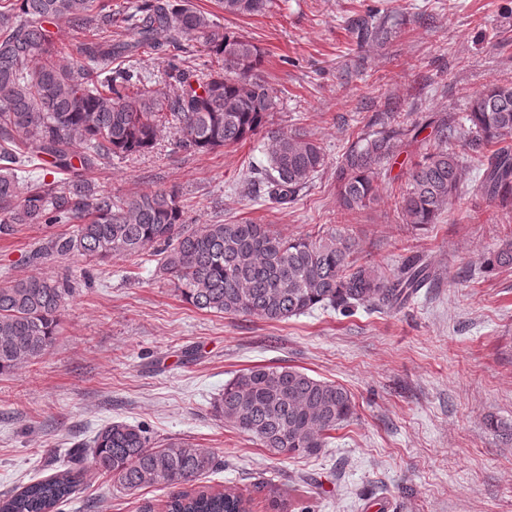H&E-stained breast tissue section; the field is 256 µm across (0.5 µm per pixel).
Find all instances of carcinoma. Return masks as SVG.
<instances>
[{"label": "carcinoma", "mask_w": 512, "mask_h": 512, "mask_svg": "<svg viewBox=\"0 0 512 512\" xmlns=\"http://www.w3.org/2000/svg\"><path fill=\"white\" fill-rule=\"evenodd\" d=\"M224 13L258 15L272 0H218ZM112 19V0H0V233L17 224H74L50 241L61 257L102 262L115 254L154 248L161 268L182 298L198 310L284 321L320 307L349 315L358 308L404 307L433 279L409 259L387 273L360 263L355 239L340 230L285 239L266 224L186 227L174 189L132 196L93 193L80 171L112 157L154 149L161 129L179 133V147L193 153L242 144L259 134L268 141L267 164L252 183L278 204L299 193L327 164L324 148L303 131L268 126L276 107L262 75L263 52L195 8L190 0H142L124 18L130 36L91 38L66 50L42 23L65 20L86 30L97 17ZM362 43L388 40L387 19L364 17ZM201 46L210 57L203 71L185 66L184 54ZM148 48L163 53L169 79L180 85L166 95L126 67H112ZM380 128L357 137L336 164L339 206L361 210L379 196L378 176L403 143H437L411 163L399 208L407 224H435L460 192L465 156L500 145L479 179V191L496 207H512V82L494 80L468 103L465 123L448 116L409 123L387 112L370 123ZM430 130L427 136L423 131ZM455 140L460 150L447 148ZM47 156L69 173L60 184L25 185L22 166ZM490 271L512 268V234L485 259ZM74 289L62 281L29 276L0 285V375L41 358L58 334L60 315ZM216 414L249 435L273 457L314 456L327 435L356 414L342 386L289 366H255L224 384ZM125 491L155 484L189 485L166 503L167 512H249L250 502L232 489L199 485L222 462L211 451L178 439L153 442L139 425L113 421L91 443L71 453L63 475L33 481L0 501V512H60L81 482L85 461Z\"/></svg>", "instance_id": "1"}]
</instances>
